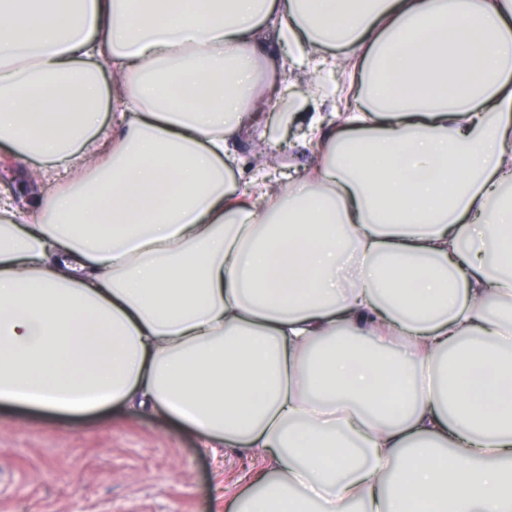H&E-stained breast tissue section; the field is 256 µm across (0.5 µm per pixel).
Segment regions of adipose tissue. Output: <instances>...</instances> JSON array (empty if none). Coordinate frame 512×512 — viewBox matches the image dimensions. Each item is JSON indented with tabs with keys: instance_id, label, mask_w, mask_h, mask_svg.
I'll return each mask as SVG.
<instances>
[{
	"instance_id": "ef3b65f1",
	"label": "adipose tissue",
	"mask_w": 512,
	"mask_h": 512,
	"mask_svg": "<svg viewBox=\"0 0 512 512\" xmlns=\"http://www.w3.org/2000/svg\"><path fill=\"white\" fill-rule=\"evenodd\" d=\"M63 2L0 0V403L257 450L229 512H512V0ZM270 32L348 86L229 188ZM0 155V197L2 198L5 196L14 195L13 186H15L17 183L15 173L18 170H28L29 168H34V165L38 162L35 159H30L27 162L15 161L14 159L8 157L7 153L2 148L0 149ZM5 159H8L7 163L5 162ZM18 163L22 165V169H18L16 167Z\"/></svg>"
}]
</instances>
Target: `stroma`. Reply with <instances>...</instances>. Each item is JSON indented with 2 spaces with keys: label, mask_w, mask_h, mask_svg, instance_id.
Listing matches in <instances>:
<instances>
[{
  "label": "stroma",
  "mask_w": 512,
  "mask_h": 512,
  "mask_svg": "<svg viewBox=\"0 0 512 512\" xmlns=\"http://www.w3.org/2000/svg\"><path fill=\"white\" fill-rule=\"evenodd\" d=\"M276 136L262 125L243 135L234 183L258 155L273 172L313 165L312 148L290 152ZM266 467L256 451L206 449L135 402L73 416L0 404V512H225Z\"/></svg>",
  "instance_id": "stroma-1"
}]
</instances>
